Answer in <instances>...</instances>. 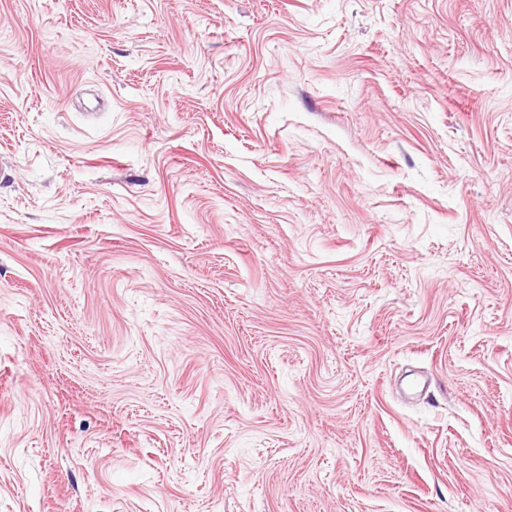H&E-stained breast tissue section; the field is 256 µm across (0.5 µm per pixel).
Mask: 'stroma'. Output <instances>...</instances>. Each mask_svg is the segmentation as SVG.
I'll use <instances>...</instances> for the list:
<instances>
[{
    "mask_svg": "<svg viewBox=\"0 0 512 512\" xmlns=\"http://www.w3.org/2000/svg\"><path fill=\"white\" fill-rule=\"evenodd\" d=\"M0 512H512V0H0Z\"/></svg>",
    "mask_w": 512,
    "mask_h": 512,
    "instance_id": "1",
    "label": "stroma"
}]
</instances>
